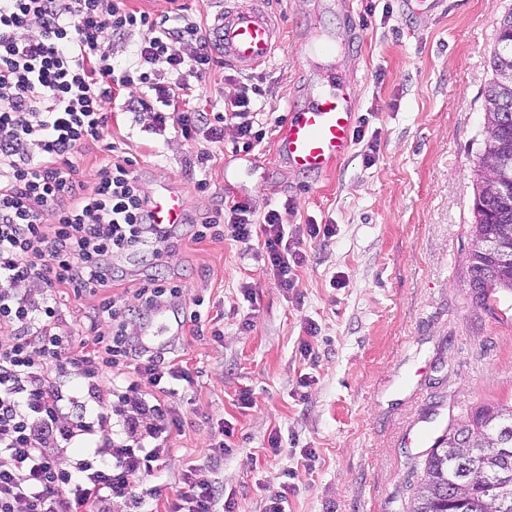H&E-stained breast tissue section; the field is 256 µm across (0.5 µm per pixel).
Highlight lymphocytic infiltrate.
I'll return each instance as SVG.
<instances>
[{"mask_svg":"<svg viewBox=\"0 0 512 512\" xmlns=\"http://www.w3.org/2000/svg\"><path fill=\"white\" fill-rule=\"evenodd\" d=\"M132 41V58L115 63L113 40ZM194 43L192 55L173 43ZM198 22L182 14L152 17L126 0H0V512H112L114 502L146 512L141 477L168 461L166 442L181 419L176 383L194 385L182 361L145 351L129 330L162 304L187 311L180 284L158 277L134 291V304L109 296L114 256L158 264L179 232L257 245L279 288L297 283L306 255L290 250L279 211L255 215L249 203L225 207L201 223H153L149 197L129 160L117 157L92 185L74 180L72 159L86 142L112 150L108 109L149 115L173 128L196 154L207 189L212 148L233 122L243 150L262 142L255 127L260 89L242 85L223 112L179 106L212 65ZM36 282L38 294L21 292ZM98 296L93 321L75 341L63 290ZM75 374L84 398L65 397L61 377ZM95 437L73 467L58 462L63 445ZM171 512H236L218 482L182 469Z\"/></svg>","mask_w":512,"mask_h":512,"instance_id":"lymphocytic-infiltrate-1","label":"lymphocytic infiltrate"}]
</instances>
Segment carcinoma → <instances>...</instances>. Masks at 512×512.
Masks as SVG:
<instances>
[{
    "label": "carcinoma",
    "instance_id": "1",
    "mask_svg": "<svg viewBox=\"0 0 512 512\" xmlns=\"http://www.w3.org/2000/svg\"><path fill=\"white\" fill-rule=\"evenodd\" d=\"M512 12L499 22L497 48L492 57L493 78L484 92V112L494 121V132L484 142L474 170L475 206L467 273L473 284L488 278L493 293H512V262L483 256L482 239L490 238L499 249L512 252V201L491 192L489 175L501 158L512 159V82L502 78L512 73ZM464 432L471 447H457L455 435ZM512 440V404L480 406L448 427L435 441L424 460L423 481L416 488L407 512H512V465L493 451L498 439Z\"/></svg>",
    "mask_w": 512,
    "mask_h": 512
}]
</instances>
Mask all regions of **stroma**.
<instances>
[{
    "label": "stroma",
    "mask_w": 512,
    "mask_h": 512,
    "mask_svg": "<svg viewBox=\"0 0 512 512\" xmlns=\"http://www.w3.org/2000/svg\"><path fill=\"white\" fill-rule=\"evenodd\" d=\"M286 40L266 64L246 72L215 57L189 99L193 108L224 110L241 82L259 86L266 137L242 151L233 123L215 153L206 190H198L194 153L173 130L152 131L147 116L112 112L121 156L145 192L166 183L179 190L190 219L202 222L235 201L257 213L282 211L295 233L310 222L335 225L328 240L297 237L307 255L297 286L282 291L255 250L231 238L201 242L183 235L161 268L122 255L111 292L132 291L156 273L181 282L185 300L202 299L221 338L185 328L177 346L197 372L176 402L181 433L170 436V462L143 488L149 506L167 512L193 461L223 483L237 512H265L284 469H301L287 512H405L422 477V456L449 417L512 402V295L478 306L468 285L466 253L474 222L473 170L484 147L483 92L500 19L512 0H354V19L326 11L324 0H266ZM337 44L352 43L343 67L357 79L359 112L378 145L373 163L353 147L330 176L307 179L274 155L292 99L313 73L299 62V38L311 22ZM250 287L251 300L241 289ZM315 335H308V325ZM310 341L312 357L300 354ZM311 385L300 388V377ZM249 389L253 405L241 407ZM232 423V452L211 469L212 429ZM281 431L271 456L268 437ZM315 461L303 471L304 451Z\"/></svg>",
    "instance_id": "obj_1"
}]
</instances>
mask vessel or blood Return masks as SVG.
I'll list each match as a JSON object with an SVG mask.
<instances>
[{
	"instance_id": "vessel-or-blood-1",
	"label": "vessel or blood",
	"mask_w": 512,
	"mask_h": 512,
	"mask_svg": "<svg viewBox=\"0 0 512 512\" xmlns=\"http://www.w3.org/2000/svg\"><path fill=\"white\" fill-rule=\"evenodd\" d=\"M213 13L206 34L224 55L225 63L250 70L269 62L283 44V29L268 10L265 0H254L240 8L231 0H213ZM301 61L319 63L317 82L304 99L289 107L277 134V151L290 169L307 176L333 174L348 156L354 141L358 103L353 74L336 64L340 53L335 40L325 31L308 32L301 41ZM151 211L158 224H182L187 210L182 194L161 188L151 198ZM176 328L166 310L142 326L146 347L166 343Z\"/></svg>"
}]
</instances>
